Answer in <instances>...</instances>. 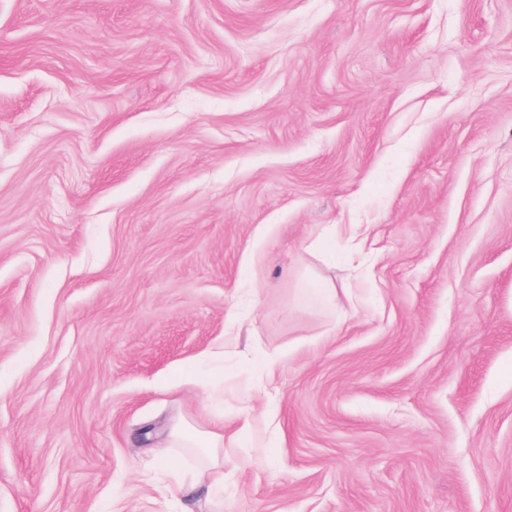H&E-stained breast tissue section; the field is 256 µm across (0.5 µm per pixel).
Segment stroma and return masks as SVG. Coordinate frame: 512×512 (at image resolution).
Listing matches in <instances>:
<instances>
[{
  "instance_id": "1",
  "label": "stroma",
  "mask_w": 512,
  "mask_h": 512,
  "mask_svg": "<svg viewBox=\"0 0 512 512\" xmlns=\"http://www.w3.org/2000/svg\"><path fill=\"white\" fill-rule=\"evenodd\" d=\"M182 420L203 512H512V0H0V512ZM207 447L210 449L196 473V481L211 479V486L217 487L224 473V453L221 450L224 447V435L211 432Z\"/></svg>"
}]
</instances>
